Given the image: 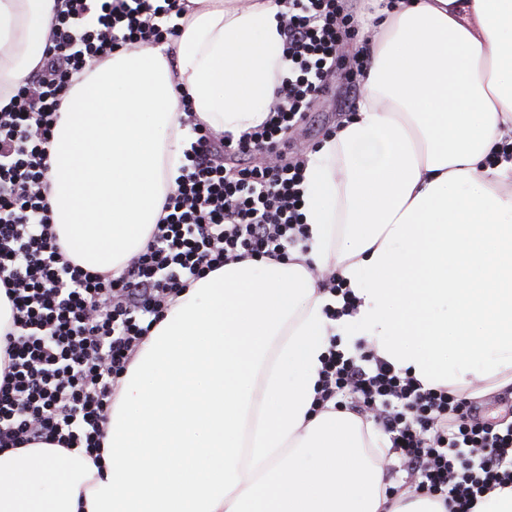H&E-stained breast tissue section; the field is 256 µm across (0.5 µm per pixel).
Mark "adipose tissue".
<instances>
[{
    "label": "adipose tissue",
    "mask_w": 512,
    "mask_h": 512,
    "mask_svg": "<svg viewBox=\"0 0 512 512\" xmlns=\"http://www.w3.org/2000/svg\"><path fill=\"white\" fill-rule=\"evenodd\" d=\"M173 45L94 64L65 97L49 202L79 263L146 244L181 164V104L241 135L285 65L278 0H189ZM54 0H0V108L41 59ZM355 112L305 168L310 250L246 258L178 295L129 366L101 464L0 452V512H446L387 499L372 424L313 412L326 338L357 328L428 388L512 386V0H386ZM357 298L332 321L308 263Z\"/></svg>",
    "instance_id": "ef3b65f1"
}]
</instances>
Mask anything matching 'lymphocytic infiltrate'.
<instances>
[{
  "instance_id": "obj_1",
  "label": "lymphocytic infiltrate",
  "mask_w": 512,
  "mask_h": 512,
  "mask_svg": "<svg viewBox=\"0 0 512 512\" xmlns=\"http://www.w3.org/2000/svg\"><path fill=\"white\" fill-rule=\"evenodd\" d=\"M282 2L285 73L266 121L236 138L184 106L194 139L149 240L101 274L66 257L46 196L62 100L92 64L178 38L187 3L55 0L39 64L0 108V287L12 305L0 337V451L49 442L101 461L112 397L173 299L226 263L308 252L305 158L282 146L331 77L360 86L367 58L339 0ZM346 39L354 52H343ZM318 383V407L373 423L404 484L451 512L512 484V422L486 418L470 398L423 387L369 347L346 354L333 336Z\"/></svg>"
}]
</instances>
